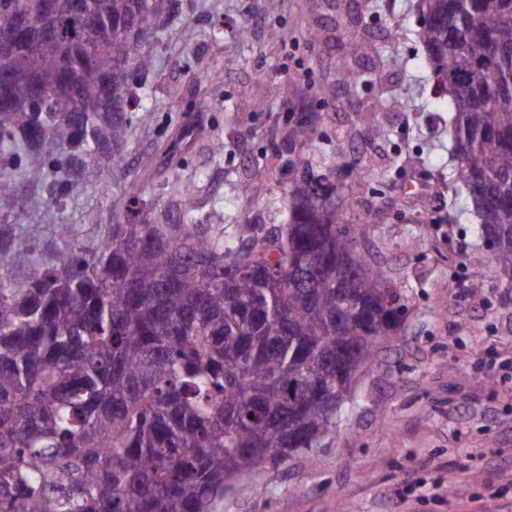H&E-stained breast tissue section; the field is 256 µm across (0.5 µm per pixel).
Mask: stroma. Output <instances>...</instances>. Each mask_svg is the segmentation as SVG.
Wrapping results in <instances>:
<instances>
[{
  "instance_id": "stroma-1",
  "label": "stroma",
  "mask_w": 512,
  "mask_h": 512,
  "mask_svg": "<svg viewBox=\"0 0 512 512\" xmlns=\"http://www.w3.org/2000/svg\"><path fill=\"white\" fill-rule=\"evenodd\" d=\"M341 16L392 46L389 62L354 61L355 86L338 76ZM422 23L419 0H172L160 22L150 111L135 120L127 149L132 169L148 160L159 170L140 186L144 202L154 203L161 180L192 175L200 216L281 224L272 202L288 191L291 163H308L342 190L346 222L367 224L362 248L407 296L398 329L355 379L334 442L240 477L219 512H448L458 492L487 500L498 488L495 451L512 448V304L502 302L495 266L476 275L463 263L477 246L476 219L451 208L468 193L448 179V96L425 63ZM282 78L292 95L271 97ZM397 97L405 110L379 108ZM374 111L388 140L366 138ZM303 113L312 120L307 136H290ZM257 163L271 176L241 194ZM355 164L393 172L369 184L351 174ZM126 197L121 186L89 185L63 209L22 219L7 253L15 274L25 269L22 253L53 241L56 224H72L73 242L88 244ZM419 231L423 246L409 248L407 236ZM409 481L418 488L408 507L395 492Z\"/></svg>"
}]
</instances>
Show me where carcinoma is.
<instances>
[{"label": "carcinoma", "mask_w": 512, "mask_h": 512, "mask_svg": "<svg viewBox=\"0 0 512 512\" xmlns=\"http://www.w3.org/2000/svg\"><path fill=\"white\" fill-rule=\"evenodd\" d=\"M0 0V44L18 17L20 58L46 96L12 86L0 109V224L63 205L88 183L128 181L133 91L156 66L165 0ZM419 37L448 86V179L468 191L482 249L512 293V0H422ZM341 80L373 41L340 33ZM175 177L141 219L115 212L97 243L60 245L24 278L0 267V512H217L249 467L287 464L336 437L350 393L404 304L358 250L336 186L302 173L276 201L284 224L197 216Z\"/></svg>", "instance_id": "obj_1"}]
</instances>
